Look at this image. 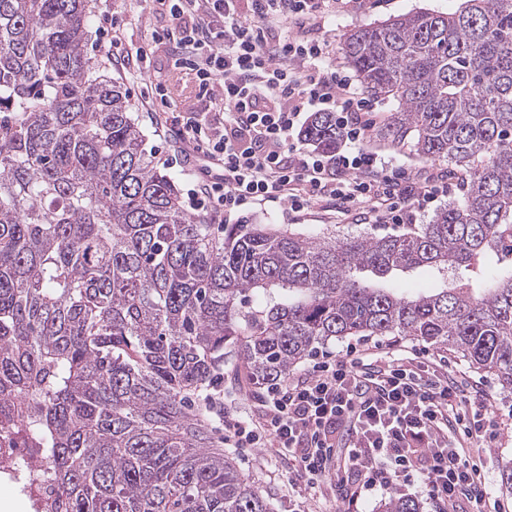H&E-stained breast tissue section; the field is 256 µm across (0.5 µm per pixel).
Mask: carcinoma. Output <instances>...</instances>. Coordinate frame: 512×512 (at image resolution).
Instances as JSON below:
<instances>
[{
	"label": "carcinoma",
	"mask_w": 512,
	"mask_h": 512,
	"mask_svg": "<svg viewBox=\"0 0 512 512\" xmlns=\"http://www.w3.org/2000/svg\"><path fill=\"white\" fill-rule=\"evenodd\" d=\"M86 0H0V415L41 449L40 512H272L192 399L224 347L257 385L345 336L446 344L512 389V0L351 31L382 130L463 171L428 224L362 235L188 217L129 93L86 52ZM304 139L336 152L316 112ZM430 268L429 293L396 277ZM261 298L258 307L245 298ZM381 512H421L392 496Z\"/></svg>",
	"instance_id": "1"
}]
</instances>
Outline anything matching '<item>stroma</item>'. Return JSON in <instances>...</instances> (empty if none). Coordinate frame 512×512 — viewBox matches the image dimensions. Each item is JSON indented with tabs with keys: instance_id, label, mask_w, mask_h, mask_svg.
I'll list each match as a JSON object with an SVG mask.
<instances>
[{
	"instance_id": "1",
	"label": "stroma",
	"mask_w": 512,
	"mask_h": 512,
	"mask_svg": "<svg viewBox=\"0 0 512 512\" xmlns=\"http://www.w3.org/2000/svg\"><path fill=\"white\" fill-rule=\"evenodd\" d=\"M461 3L462 0H356L350 13L326 20L320 30V37L327 45L333 65L348 76L352 70L341 54V44L351 30L381 23L420 9L452 13ZM102 12L100 0H92L87 53L93 61L102 64L105 74L127 89L135 116L145 135L144 148L147 154L165 162L167 171L174 178L180 193H187L190 188L188 177L182 167L176 165L173 157V151L178 148L179 142L171 130V121L179 113L197 109L199 98L195 81L192 75L173 67L167 46L154 44L152 33L159 27L160 21L151 14L147 0H112V14L122 25L121 38L124 47L149 48V68L143 75L134 78L120 73L115 66L107 64ZM159 82L170 90V108L165 112H155L151 109V89ZM377 105V128L371 131L369 138L363 143L364 151L385 158L390 165L405 170L415 178L443 171L448 174L447 196L440 198L418 218L419 223H429L447 207L448 203L463 199L466 191L465 176L457 167L449 165L447 160L418 155L412 141L395 144L382 138L378 129L389 121L395 104L381 99ZM247 221L251 224H286L303 234L323 226L335 230L340 235L350 232L383 235L401 233L405 230L401 224H360L342 214L323 212L317 208L313 209L310 216L296 220L292 216L284 215L282 207L276 204L254 208L249 212ZM402 343L408 347L425 346L431 353L448 357L456 374L482 382L493 394L496 401L495 416L500 422L499 435L490 447L481 452L480 457L497 512H512V494L502 488L500 483L502 468L512 462V389L504 388L494 377L478 372L460 354L448 349L446 345L427 346L420 338L414 336L403 337ZM219 371L224 376L223 388L228 394L235 396L238 407L245 412L254 411L261 390L246 380L236 344L226 346L224 362L220 365ZM230 454L243 476L269 498L273 512H289L290 501L297 495L299 488L288 482L290 465L286 459L277 455L271 447L247 450L234 448Z\"/></svg>"
}]
</instances>
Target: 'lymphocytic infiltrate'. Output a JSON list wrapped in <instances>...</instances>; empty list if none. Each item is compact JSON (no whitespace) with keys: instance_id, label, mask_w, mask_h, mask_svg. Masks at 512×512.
Returning <instances> with one entry per match:
<instances>
[{"instance_id":"f902f5d3","label":"lymphocytic infiltrate","mask_w":512,"mask_h":512,"mask_svg":"<svg viewBox=\"0 0 512 512\" xmlns=\"http://www.w3.org/2000/svg\"><path fill=\"white\" fill-rule=\"evenodd\" d=\"M352 0H152L165 23L153 39L168 45L175 68L193 75L201 101L223 98L220 112H186L174 125L194 167V210L212 223H241L256 206L292 213L354 215L372 224H413L448 191L440 174L421 181L390 169L362 143L376 105L326 65V45L297 40L289 24L312 26ZM333 112L351 152L322 154L293 141L302 112ZM493 395L459 377L425 349L347 347L315 360L297 378L272 381L260 409L206 394L233 448H277L312 498L339 500L353 512L362 493L416 482L438 512H489L491 491L471 445L489 436ZM344 471L333 482L335 471Z\"/></svg>"}]
</instances>
